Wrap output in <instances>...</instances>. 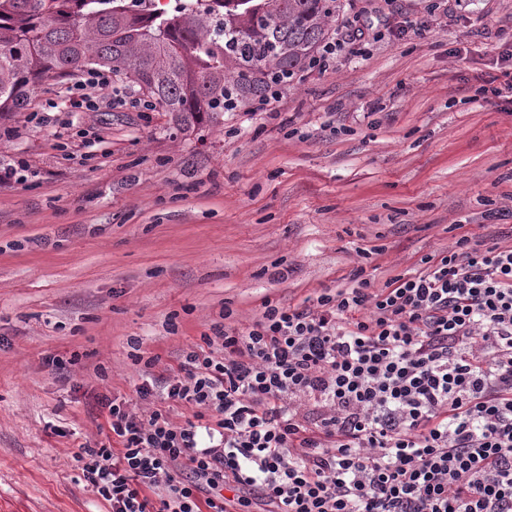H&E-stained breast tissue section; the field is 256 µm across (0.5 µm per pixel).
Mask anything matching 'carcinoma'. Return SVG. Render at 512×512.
Returning a JSON list of instances; mask_svg holds the SVG:
<instances>
[{
  "label": "carcinoma",
  "mask_w": 512,
  "mask_h": 512,
  "mask_svg": "<svg viewBox=\"0 0 512 512\" xmlns=\"http://www.w3.org/2000/svg\"><path fill=\"white\" fill-rule=\"evenodd\" d=\"M341 0H0V116L45 81L104 69L189 132L289 85L330 39Z\"/></svg>",
  "instance_id": "obj_1"
}]
</instances>
